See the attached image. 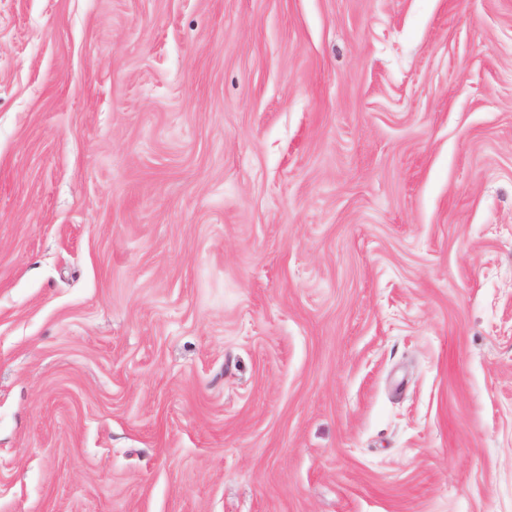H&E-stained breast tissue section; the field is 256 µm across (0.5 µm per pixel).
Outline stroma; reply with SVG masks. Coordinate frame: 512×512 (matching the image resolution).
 I'll return each mask as SVG.
<instances>
[{
    "label": "stroma",
    "mask_w": 512,
    "mask_h": 512,
    "mask_svg": "<svg viewBox=\"0 0 512 512\" xmlns=\"http://www.w3.org/2000/svg\"><path fill=\"white\" fill-rule=\"evenodd\" d=\"M0 512H512V0H0Z\"/></svg>",
    "instance_id": "stroma-1"
}]
</instances>
